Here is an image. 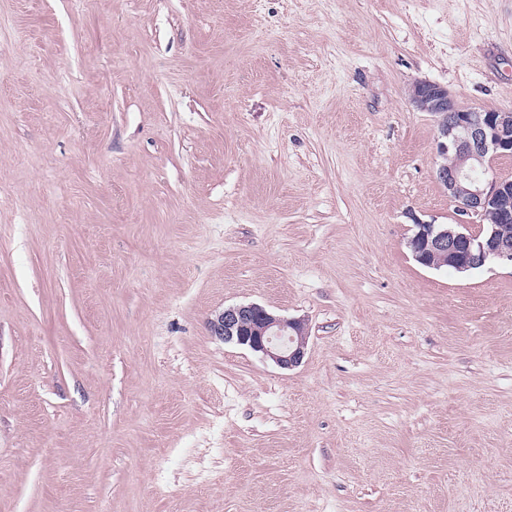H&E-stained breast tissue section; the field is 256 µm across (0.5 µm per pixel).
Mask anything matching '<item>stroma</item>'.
I'll return each instance as SVG.
<instances>
[{
	"mask_svg": "<svg viewBox=\"0 0 512 512\" xmlns=\"http://www.w3.org/2000/svg\"><path fill=\"white\" fill-rule=\"evenodd\" d=\"M419 80L512 109V0H0V512H512V266L413 259L468 221ZM213 336L235 343L271 360L281 369L299 366L308 343L303 319H289L257 304L224 308L209 321Z\"/></svg>",
	"mask_w": 512,
	"mask_h": 512,
	"instance_id": "1",
	"label": "stroma"
}]
</instances>
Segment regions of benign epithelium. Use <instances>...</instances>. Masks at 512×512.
<instances>
[{
  "instance_id": "1",
  "label": "benign epithelium",
  "mask_w": 512,
  "mask_h": 512,
  "mask_svg": "<svg viewBox=\"0 0 512 512\" xmlns=\"http://www.w3.org/2000/svg\"><path fill=\"white\" fill-rule=\"evenodd\" d=\"M408 100L436 119L441 163L436 176L458 212L482 223H512V180L490 175L492 161L512 156V110H476L462 106L448 88L416 81ZM414 259L430 265L436 257L458 272L490 263L512 264V240L493 230L472 233L464 224H420L408 241ZM212 335L271 360L282 369L299 366L308 343L303 319H289L257 304L230 306L209 321Z\"/></svg>"
}]
</instances>
